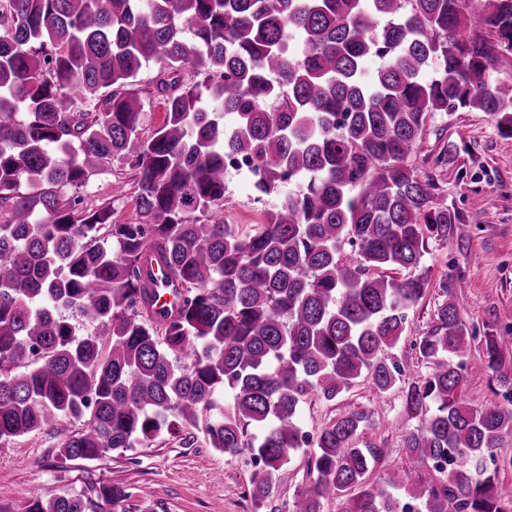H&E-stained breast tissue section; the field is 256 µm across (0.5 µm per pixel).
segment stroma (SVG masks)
<instances>
[{
	"mask_svg": "<svg viewBox=\"0 0 512 512\" xmlns=\"http://www.w3.org/2000/svg\"><path fill=\"white\" fill-rule=\"evenodd\" d=\"M157 71L156 65H147L130 87L141 103L138 134L143 139L161 126L165 116V105L154 88ZM443 148L448 151L447 166L431 170L432 157ZM411 163L418 171L432 172L441 200L459 216L451 239L428 245L422 268L430 285L410 310L408 334L396 348L404 357L407 378L415 379L425 375L428 366L410 346L432 324L443 278H452L467 323L501 334L512 331V136L500 133L494 119L484 112L442 114L428 124ZM132 178L121 161H112L84 190L88 207L110 205L113 222L133 223L135 205L130 195L112 193L113 183ZM225 186L224 219L236 233H249L253 225L264 223L274 198L255 200L248 181L233 174L226 176ZM401 404L400 390L380 395L361 381L331 402L308 397L299 419L303 430L314 435L351 408L371 410L372 424L359 441L383 450L369 475L374 483L405 474ZM81 426V420L66 419L56 428L0 445V471L6 474L0 480V512H21L38 493L77 494L94 484L124 486L132 496L115 505L96 502L91 512H284L296 490L312 480L307 453L294 455L271 473L275 495L267 508L256 510L250 489L260 467L249 456L216 452L202 436H191L185 430L124 453L61 464L55 457L56 448Z\"/></svg>",
	"mask_w": 512,
	"mask_h": 512,
	"instance_id": "35a3bbf8",
	"label": "stroma"
}]
</instances>
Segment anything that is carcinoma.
<instances>
[{
  "mask_svg": "<svg viewBox=\"0 0 512 512\" xmlns=\"http://www.w3.org/2000/svg\"><path fill=\"white\" fill-rule=\"evenodd\" d=\"M154 61L166 112L142 140L128 86ZM76 93L92 111H74ZM460 109L512 136V0H0V444L82 418L65 464L190 428L269 473L311 441L308 396L365 379L401 386L416 479L368 483L382 451L357 443L372 424L357 408L311 441L317 476L288 512L330 498L341 512H512L498 478L512 466V377L509 407L465 397L469 373L500 371L512 335L473 336L444 279L411 346L429 371L407 380L392 355L429 287L428 240L457 221L410 157L437 113ZM232 154L263 170L257 198H279L246 235L224 223ZM112 160L134 171L132 224L64 195ZM165 290L173 308L154 309ZM250 494L261 506L273 486L256 478ZM87 507L49 494L24 512Z\"/></svg>",
  "mask_w": 512,
  "mask_h": 512,
  "instance_id": "1",
  "label": "carcinoma"
}]
</instances>
